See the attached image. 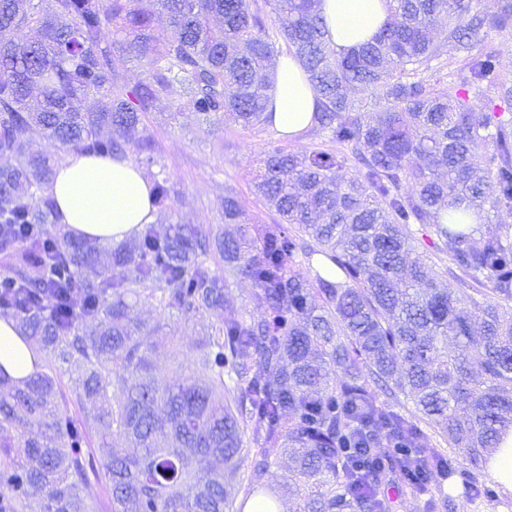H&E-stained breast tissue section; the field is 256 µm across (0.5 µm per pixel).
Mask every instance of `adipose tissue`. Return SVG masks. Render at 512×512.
Here are the masks:
<instances>
[{"label":"adipose tissue","mask_w":512,"mask_h":512,"mask_svg":"<svg viewBox=\"0 0 512 512\" xmlns=\"http://www.w3.org/2000/svg\"><path fill=\"white\" fill-rule=\"evenodd\" d=\"M326 37L340 52L367 42L386 23L390 0H321ZM273 128L301 137L313 121L317 95L292 56H280L270 93ZM49 192L57 221L73 235L116 244L154 223L152 183L130 158L71 155L56 166ZM38 353L10 318H0V373L15 381L36 369Z\"/></svg>","instance_id":"1"}]
</instances>
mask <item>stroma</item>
I'll use <instances>...</instances> for the list:
<instances>
[{"label":"stroma","instance_id":"obj_1","mask_svg":"<svg viewBox=\"0 0 512 512\" xmlns=\"http://www.w3.org/2000/svg\"><path fill=\"white\" fill-rule=\"evenodd\" d=\"M172 106L153 112L147 129L156 140L164 165V174L175 183L178 194L167 210L157 212L156 222L165 224H220L224 218L216 204L226 192H234L247 224H270L277 215L256 194L254 184L260 160L276 148L295 153L314 149L318 141L311 135L290 140L277 135L269 126L244 128L233 115H225L222 128H214L190 116L172 118ZM134 317L147 323H168L177 336V352H160L159 361L169 372L179 365L191 363L201 336V326L159 312L154 307H135ZM400 480L384 486L389 512H512V494L496 492L495 496L468 493L459 475L442 480L440 487H429L426 493L401 495Z\"/></svg>","mask_w":512,"mask_h":512}]
</instances>
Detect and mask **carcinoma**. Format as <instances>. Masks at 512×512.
<instances>
[{
	"instance_id": "1",
	"label": "carcinoma",
	"mask_w": 512,
	"mask_h": 512,
	"mask_svg": "<svg viewBox=\"0 0 512 512\" xmlns=\"http://www.w3.org/2000/svg\"><path fill=\"white\" fill-rule=\"evenodd\" d=\"M139 2L0 0V315L41 353L32 377L0 375V512H96L93 479L112 512H236L246 460L245 499L272 491L271 448L292 462V512H385L388 478L410 488L415 468L452 472L422 423L468 462L469 488L491 492L475 472L512 429V226L489 220L512 210V79L480 33L512 29V0H393L346 53L326 40L318 0H158L162 40ZM107 22L141 62L131 86L102 45ZM449 43L445 80L434 73ZM284 53L317 94L313 132L342 152L265 154L255 188L280 223L235 235L145 224L108 250L55 223L56 161L30 151L28 131L150 168L145 119L163 102L270 124ZM152 184L167 208L174 183ZM220 208L242 224L234 194ZM420 238L431 266L412 258ZM317 256L336 277L313 269ZM234 275L260 316L230 297ZM139 304L202 322L182 377L154 361L175 337L135 322ZM64 364L81 370L70 386Z\"/></svg>"
}]
</instances>
